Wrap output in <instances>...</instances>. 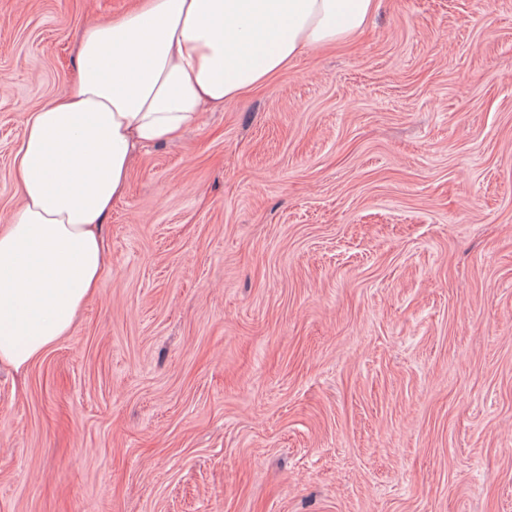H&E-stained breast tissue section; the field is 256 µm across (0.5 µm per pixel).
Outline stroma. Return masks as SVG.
Masks as SVG:
<instances>
[{
    "instance_id": "35a3bbf8",
    "label": "stroma",
    "mask_w": 512,
    "mask_h": 512,
    "mask_svg": "<svg viewBox=\"0 0 512 512\" xmlns=\"http://www.w3.org/2000/svg\"><path fill=\"white\" fill-rule=\"evenodd\" d=\"M130 0H0L28 112ZM71 333L0 368V512H512V0L356 39L141 151Z\"/></svg>"
}]
</instances>
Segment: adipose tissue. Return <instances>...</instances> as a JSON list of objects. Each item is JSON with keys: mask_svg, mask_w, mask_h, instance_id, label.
<instances>
[{"mask_svg": "<svg viewBox=\"0 0 512 512\" xmlns=\"http://www.w3.org/2000/svg\"><path fill=\"white\" fill-rule=\"evenodd\" d=\"M376 0H132L77 40L76 80L28 114L22 204L0 225V364L68 335L108 267L102 222L137 153L198 126L310 49L350 40Z\"/></svg>", "mask_w": 512, "mask_h": 512, "instance_id": "1", "label": "adipose tissue"}]
</instances>
